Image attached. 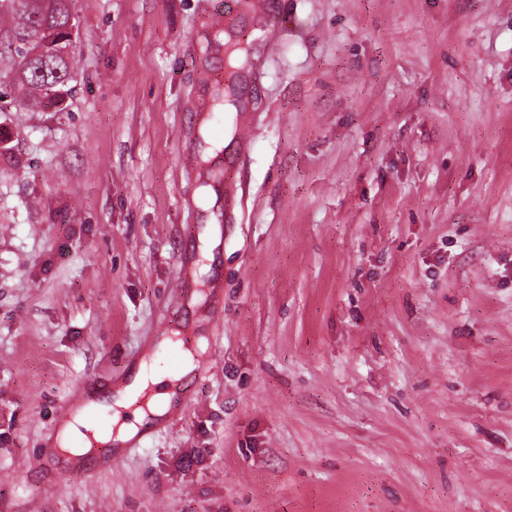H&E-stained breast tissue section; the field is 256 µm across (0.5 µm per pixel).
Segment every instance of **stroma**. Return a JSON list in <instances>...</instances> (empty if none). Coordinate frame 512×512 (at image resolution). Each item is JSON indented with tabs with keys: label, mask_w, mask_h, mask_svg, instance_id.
I'll list each match as a JSON object with an SVG mask.
<instances>
[{
	"label": "stroma",
	"mask_w": 512,
	"mask_h": 512,
	"mask_svg": "<svg viewBox=\"0 0 512 512\" xmlns=\"http://www.w3.org/2000/svg\"><path fill=\"white\" fill-rule=\"evenodd\" d=\"M69 8L61 105L0 56V512H512V0ZM216 12L274 40L229 169ZM162 336L199 350L177 411L50 454ZM78 426L89 429L84 410H77L75 412L72 421H68L64 425L57 440V444L60 445L59 448L64 449L65 453L70 457L81 456L89 449L87 435L81 434ZM75 436H78V439H75ZM83 443H85L86 447H81Z\"/></svg>",
	"instance_id": "obj_1"
}]
</instances>
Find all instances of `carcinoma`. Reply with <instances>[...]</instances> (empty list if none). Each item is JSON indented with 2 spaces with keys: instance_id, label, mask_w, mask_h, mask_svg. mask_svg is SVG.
I'll return each mask as SVG.
<instances>
[{
  "instance_id": "cac0c4a2",
  "label": "carcinoma",
  "mask_w": 512,
  "mask_h": 512,
  "mask_svg": "<svg viewBox=\"0 0 512 512\" xmlns=\"http://www.w3.org/2000/svg\"><path fill=\"white\" fill-rule=\"evenodd\" d=\"M2 16L16 21L15 52L22 63L13 82L22 103L41 109L60 102L72 79L73 24L65 0H0ZM36 35L39 40H32Z\"/></svg>"
}]
</instances>
